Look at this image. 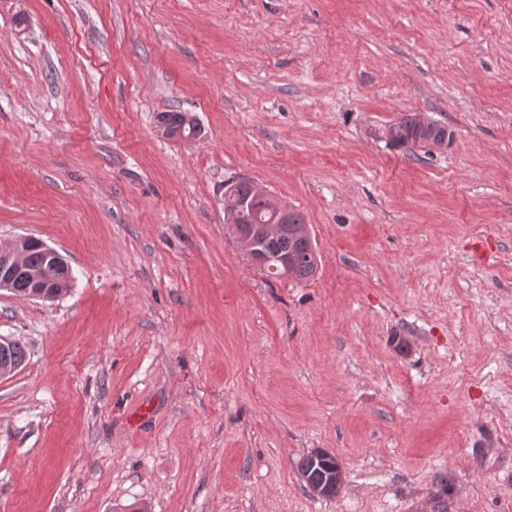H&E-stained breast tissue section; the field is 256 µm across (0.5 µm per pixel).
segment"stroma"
<instances>
[{
  "label": "stroma",
  "mask_w": 512,
  "mask_h": 512,
  "mask_svg": "<svg viewBox=\"0 0 512 512\" xmlns=\"http://www.w3.org/2000/svg\"><path fill=\"white\" fill-rule=\"evenodd\" d=\"M404 112L453 144L390 149ZM233 178L304 214L313 280L240 252ZM21 236L71 280L0 289V512H512V0H0ZM191 115L187 112H161L158 115V123L165 127L164 133L169 135L183 131L186 136L198 137L201 134V127L189 120ZM167 135V136H169ZM26 358L25 346L19 341L9 339L0 345V371H8L9 376L24 366ZM299 467L305 483L309 489L315 481L325 482L324 491L325 496L335 495L341 485H337L333 481L336 472V482L343 481L344 471L338 460L332 456L326 457L317 456L314 451L304 456L300 462ZM337 469V470H336ZM313 492L317 495L323 494L322 485H315L312 488Z\"/></svg>",
  "instance_id": "1"
}]
</instances>
